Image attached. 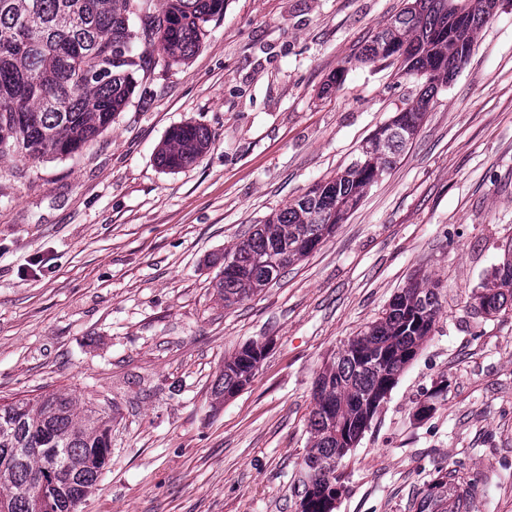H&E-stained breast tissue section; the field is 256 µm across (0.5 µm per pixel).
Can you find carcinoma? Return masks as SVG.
Returning <instances> with one entry per match:
<instances>
[{"label": "carcinoma", "mask_w": 512, "mask_h": 512, "mask_svg": "<svg viewBox=\"0 0 512 512\" xmlns=\"http://www.w3.org/2000/svg\"><path fill=\"white\" fill-rule=\"evenodd\" d=\"M158 11H137L148 0H0V157L29 161L80 151L124 111L145 68L143 45L168 64L190 59L206 27L224 16V0H164ZM497 0H407L365 48L371 62H399L424 80L420 98L396 113L335 176L313 184L269 216L249 237L224 249L216 284L224 305L261 292L295 260L310 253L354 211L369 188L395 165L416 136L428 103L466 60L477 30ZM200 125L172 128L157 153L169 171L185 168L209 146ZM481 309L494 314L512 303V253L481 285ZM440 309L437 285L414 281L394 296L382 316L349 340L326 366L314 393L311 446L303 462L315 469L303 489L301 512H333L330 487L340 482L336 462L348 439L365 431L380 403L432 331ZM264 357L244 347L224 361L217 399L251 382ZM40 452L33 453L31 449ZM112 455V417L78 406L69 393L51 392L0 403V512H77ZM445 474L447 486L418 503L419 512H468L477 477Z\"/></svg>", "instance_id": "carcinoma-1"}]
</instances>
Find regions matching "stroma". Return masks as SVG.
I'll return each mask as SVG.
<instances>
[{"label": "stroma", "instance_id": "35a3bbf8", "mask_svg": "<svg viewBox=\"0 0 512 512\" xmlns=\"http://www.w3.org/2000/svg\"><path fill=\"white\" fill-rule=\"evenodd\" d=\"M404 6L225 0L189 60L148 52L129 105L77 154L0 158V402L61 389L112 414L78 512H298L318 375L423 276L440 313L342 460L334 512H416L441 469L476 477L469 512H512V309L476 300L512 242V0L335 233L239 304L216 288L225 248L419 96L421 79L364 59ZM185 123L212 143L162 169ZM253 342L254 378L215 399ZM264 357V348L243 347L224 361V369L214 387L216 399L233 397L251 382Z\"/></svg>", "mask_w": 512, "mask_h": 512}]
</instances>
